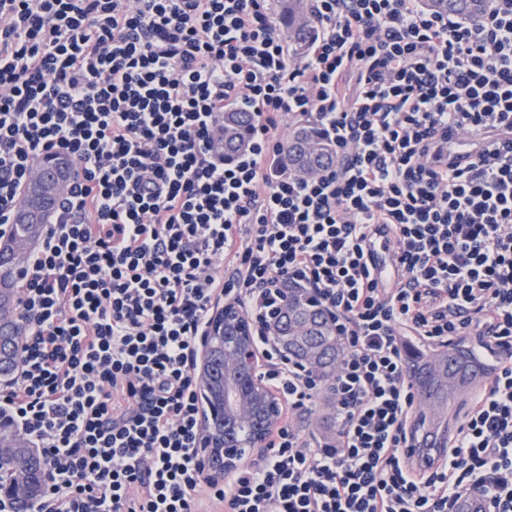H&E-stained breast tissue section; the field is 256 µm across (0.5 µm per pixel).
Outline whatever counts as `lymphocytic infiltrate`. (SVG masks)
<instances>
[{
	"instance_id": "lymphocytic-infiltrate-1",
	"label": "lymphocytic infiltrate",
	"mask_w": 512,
	"mask_h": 512,
	"mask_svg": "<svg viewBox=\"0 0 512 512\" xmlns=\"http://www.w3.org/2000/svg\"><path fill=\"white\" fill-rule=\"evenodd\" d=\"M308 21L294 56L269 0H0V238L43 159L76 169L16 284L20 368L0 390L45 463L33 512H456L465 495L512 512V0L476 20L311 0ZM240 111L247 147L215 154ZM296 124L330 164L288 169ZM292 290L330 317L335 371L269 334ZM222 302L254 322L283 414L214 479L194 371ZM405 336L496 343L424 465ZM322 396L329 443L295 424Z\"/></svg>"
}]
</instances>
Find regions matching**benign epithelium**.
I'll return each instance as SVG.
<instances>
[{"mask_svg":"<svg viewBox=\"0 0 512 512\" xmlns=\"http://www.w3.org/2000/svg\"><path fill=\"white\" fill-rule=\"evenodd\" d=\"M279 341L300 359L304 350L321 358L325 371L335 367L329 319L325 316L288 315V335L279 337ZM199 349L197 382L204 405L202 454L207 462L213 454L221 456L227 473L241 465V451L229 443L218 447L217 426L224 427L226 434L252 426L254 444L260 446L267 442L269 426L280 418L281 404L262 380L264 357L255 349L252 325L236 307L226 306L212 317L205 336L200 338ZM215 349L220 350L224 361V379L219 386L206 367Z\"/></svg>","mask_w":512,"mask_h":512,"instance_id":"obj_1","label":"benign epithelium"}]
</instances>
